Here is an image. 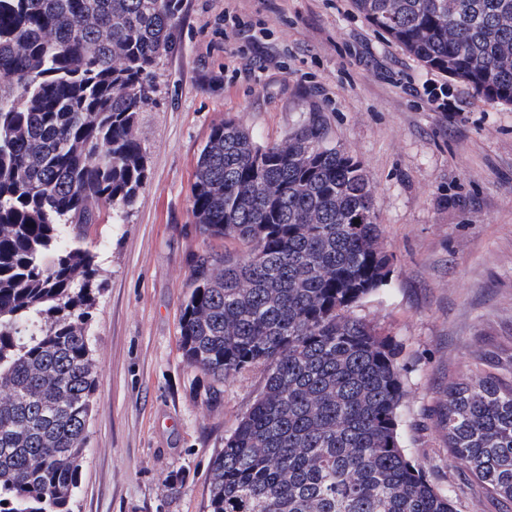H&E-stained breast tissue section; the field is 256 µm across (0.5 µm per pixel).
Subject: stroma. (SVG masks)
I'll use <instances>...</instances> for the list:
<instances>
[{
  "label": "stroma",
  "instance_id": "obj_1",
  "mask_svg": "<svg viewBox=\"0 0 512 512\" xmlns=\"http://www.w3.org/2000/svg\"><path fill=\"white\" fill-rule=\"evenodd\" d=\"M252 25L255 41L236 36ZM173 49L137 134L148 178L125 223L102 209L85 246L102 292L89 326L99 373L75 512H207L210 465L266 382L255 367L208 403L179 320L203 245L190 186L211 127L261 143L320 115L364 165L386 287L355 307L401 346L409 457L455 512H500L448 456L444 394L475 366L512 374V105L425 66L353 0H182Z\"/></svg>",
  "mask_w": 512,
  "mask_h": 512
}]
</instances>
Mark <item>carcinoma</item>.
Here are the masks:
<instances>
[{"label": "carcinoma", "mask_w": 512, "mask_h": 512, "mask_svg": "<svg viewBox=\"0 0 512 512\" xmlns=\"http://www.w3.org/2000/svg\"><path fill=\"white\" fill-rule=\"evenodd\" d=\"M426 66L512 104V0H354ZM181 0H0V512H73L99 378L84 247L148 177L137 136ZM205 247L180 315L188 363L267 371L212 463L208 512H453L400 436L399 344L353 314L388 285L362 164L315 115L260 144L213 126L190 187ZM360 223H354V220ZM448 455L512 512V377L448 385Z\"/></svg>", "instance_id": "obj_1"}]
</instances>
